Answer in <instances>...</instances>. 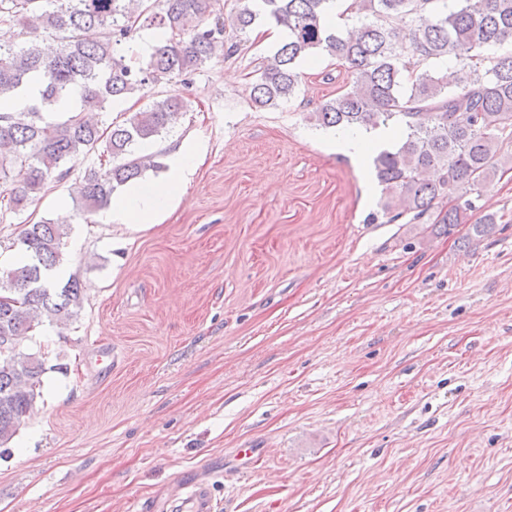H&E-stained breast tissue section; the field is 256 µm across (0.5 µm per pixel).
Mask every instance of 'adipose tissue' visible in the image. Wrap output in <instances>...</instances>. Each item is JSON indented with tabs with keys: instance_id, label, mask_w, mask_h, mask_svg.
<instances>
[{
	"instance_id": "1",
	"label": "adipose tissue",
	"mask_w": 512,
	"mask_h": 512,
	"mask_svg": "<svg viewBox=\"0 0 512 512\" xmlns=\"http://www.w3.org/2000/svg\"><path fill=\"white\" fill-rule=\"evenodd\" d=\"M398 133L390 128L374 131L354 129L336 138L338 153L363 160L373 146L395 145ZM197 148L179 145L165 178L136 183L125 188L112 207L100 215L102 223L141 225L155 223L171 206L176 192L188 183L197 169Z\"/></svg>"
}]
</instances>
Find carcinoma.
I'll use <instances>...</instances> for the list:
<instances>
[{
  "label": "carcinoma",
  "instance_id": "cac0c4a2",
  "mask_svg": "<svg viewBox=\"0 0 512 512\" xmlns=\"http://www.w3.org/2000/svg\"><path fill=\"white\" fill-rule=\"evenodd\" d=\"M219 0H0V24L17 26L25 40L0 45V100L30 88L21 112H0V183L6 199L1 215L39 197L45 186L71 179V163L97 146L108 161L75 178L70 197L87 219L107 206L120 186L162 163L137 157L132 147L160 135L175 114L188 110L180 93L161 95L122 125L101 127L85 112H105L115 103L160 84H187L215 57L239 55L241 36L265 16L287 30L273 55L254 63L250 101L272 108L294 95L298 63L325 55L346 65L350 86L312 113L326 128L396 126L398 145L373 157L386 201L381 211L393 222L404 213L421 220L442 204L434 223L468 224L480 211V186L499 171L498 144L512 140V0H354L364 20L348 36L329 30L324 17L331 0H238L228 16ZM169 37L148 58L132 61L118 46L140 21ZM58 50L47 56L41 41ZM455 59L460 76L429 67ZM73 102L62 119L41 114ZM473 223V222H471ZM496 219L473 223L487 232ZM69 225L54 219L25 227L18 239L28 260L7 271L0 285V446L40 395L44 363L18 350L19 340L48 319L66 324L83 305L76 278L60 288L43 282L57 267Z\"/></svg>",
  "mask_w": 512,
  "mask_h": 512
}]
</instances>
